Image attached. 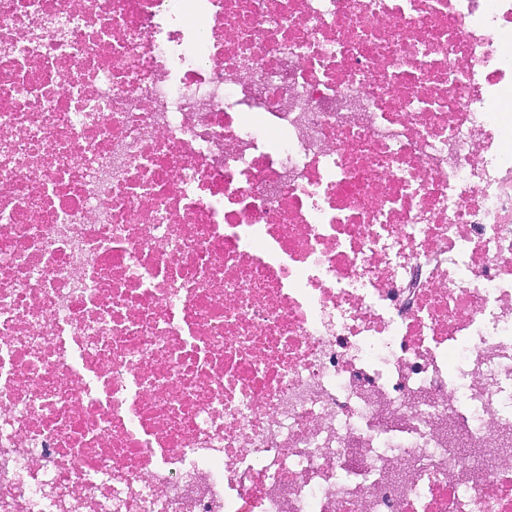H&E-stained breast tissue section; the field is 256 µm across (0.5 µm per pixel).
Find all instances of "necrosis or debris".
Here are the masks:
<instances>
[{
  "mask_svg": "<svg viewBox=\"0 0 512 512\" xmlns=\"http://www.w3.org/2000/svg\"><path fill=\"white\" fill-rule=\"evenodd\" d=\"M0 512H512V0H0Z\"/></svg>",
  "mask_w": 512,
  "mask_h": 512,
  "instance_id": "obj_1",
  "label": "necrosis or debris"
}]
</instances>
